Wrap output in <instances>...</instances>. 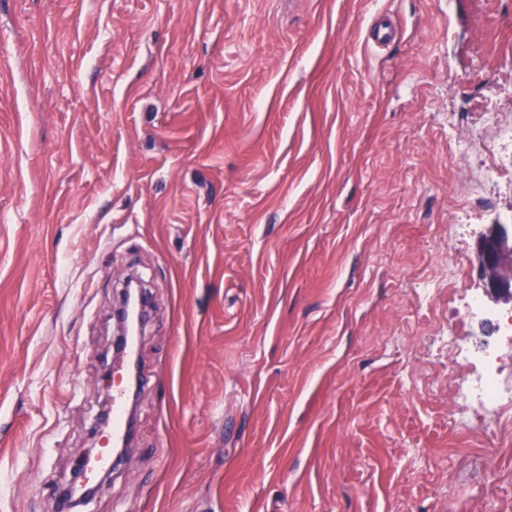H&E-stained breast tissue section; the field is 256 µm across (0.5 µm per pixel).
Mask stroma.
<instances>
[{
	"mask_svg": "<svg viewBox=\"0 0 512 512\" xmlns=\"http://www.w3.org/2000/svg\"><path fill=\"white\" fill-rule=\"evenodd\" d=\"M511 42L464 0H0V512L97 447L131 272L135 439L83 512H512V425L448 414L512 219L503 180L449 240L448 128L512 111ZM478 258L490 295L512 303V224H494L479 241Z\"/></svg>",
	"mask_w": 512,
	"mask_h": 512,
	"instance_id": "1",
	"label": "stroma"
}]
</instances>
